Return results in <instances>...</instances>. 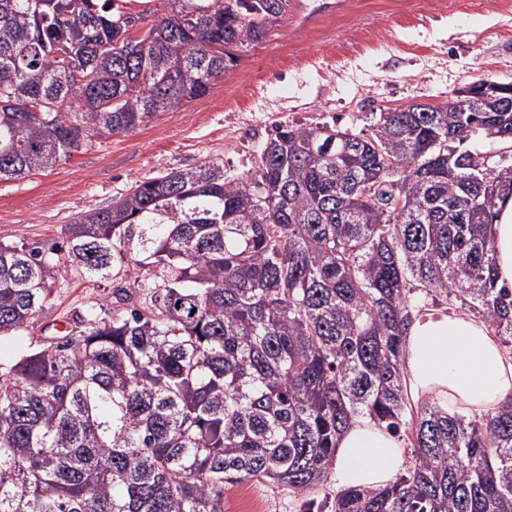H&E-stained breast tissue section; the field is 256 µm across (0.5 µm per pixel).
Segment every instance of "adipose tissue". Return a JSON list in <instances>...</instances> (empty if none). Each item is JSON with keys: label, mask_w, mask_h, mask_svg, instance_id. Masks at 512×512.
<instances>
[{"label": "adipose tissue", "mask_w": 512, "mask_h": 512, "mask_svg": "<svg viewBox=\"0 0 512 512\" xmlns=\"http://www.w3.org/2000/svg\"><path fill=\"white\" fill-rule=\"evenodd\" d=\"M492 232L498 283L512 288L511 197L501 202ZM405 379L413 400L435 397L452 411L491 413L512 398V357L480 318L429 311L410 328ZM404 463L402 440L359 418L337 439L332 479L343 489L378 488Z\"/></svg>", "instance_id": "ef3b65f1"}]
</instances>
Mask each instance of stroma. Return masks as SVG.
Listing matches in <instances>:
<instances>
[{"instance_id": "1", "label": "stroma", "mask_w": 512, "mask_h": 512, "mask_svg": "<svg viewBox=\"0 0 512 512\" xmlns=\"http://www.w3.org/2000/svg\"><path fill=\"white\" fill-rule=\"evenodd\" d=\"M343 14L299 26L288 18L241 54L209 93L133 132L96 139L55 168L0 183V240L48 250L80 213L104 209L135 182L223 158L238 175L254 166L276 125H322L371 135L382 112L439 105L479 80L512 82V0H350ZM133 278L116 268L100 280L63 268L42 310L19 335L0 339V358L30 341L66 335L76 315L111 308ZM331 512L327 481L293 496L266 482L225 484L224 512Z\"/></svg>"}]
</instances>
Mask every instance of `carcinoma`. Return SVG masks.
<instances>
[{"mask_svg":"<svg viewBox=\"0 0 512 512\" xmlns=\"http://www.w3.org/2000/svg\"><path fill=\"white\" fill-rule=\"evenodd\" d=\"M134 2L0 0V183L205 96L288 11ZM478 138L512 143V111L453 97L382 112L368 137L279 125L237 176L212 160L81 213L62 257L0 242V337L63 266L107 280L131 252L150 294L0 362V512H224V484L251 480L306 495L359 417L410 436L414 464L334 512H512V400L469 418L404 390L414 287L512 344L492 236L512 162L490 165Z\"/></svg>","mask_w":512,"mask_h":512,"instance_id":"1","label":"carcinoma"}]
</instances>
